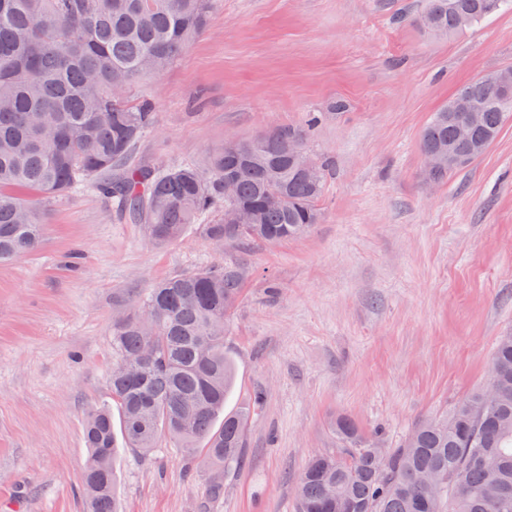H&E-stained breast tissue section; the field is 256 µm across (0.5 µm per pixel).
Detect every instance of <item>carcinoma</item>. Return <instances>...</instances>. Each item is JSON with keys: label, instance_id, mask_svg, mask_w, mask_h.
Wrapping results in <instances>:
<instances>
[{"label": "carcinoma", "instance_id": "obj_1", "mask_svg": "<svg viewBox=\"0 0 512 512\" xmlns=\"http://www.w3.org/2000/svg\"><path fill=\"white\" fill-rule=\"evenodd\" d=\"M212 0H0V264L34 252L44 234L24 187L43 203L92 183L120 215L141 224L158 245L195 226L209 242L277 244L320 223L328 164L300 168L291 147L305 146L322 114L306 126L280 127L249 141L231 140L205 165L128 166L156 123L151 103L113 96L144 74L166 69L206 27ZM512 0H429L418 25L435 36L466 30ZM480 109L470 140L459 138V99ZM512 118L485 76L434 114L422 152L446 147L466 162L426 170L439 182L470 166ZM237 187L224 197V178ZM277 193L282 204L266 205ZM245 207L250 224L224 215ZM241 294L239 271L208 267L165 280L138 297L112 325V403L92 409L84 439L86 512H118L115 463L124 449L151 455L162 438L203 445L208 464L230 472L245 447L258 401L231 413L224 403L236 364L224 330ZM495 395L481 389L451 416L417 424L402 447L336 419L343 447L313 457L296 487L297 512H512V335L499 337L489 366ZM120 414V430L112 408Z\"/></svg>", "mask_w": 512, "mask_h": 512}]
</instances>
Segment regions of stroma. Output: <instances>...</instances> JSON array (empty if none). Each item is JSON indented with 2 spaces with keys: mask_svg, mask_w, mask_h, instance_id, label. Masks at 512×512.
<instances>
[{
  "mask_svg": "<svg viewBox=\"0 0 512 512\" xmlns=\"http://www.w3.org/2000/svg\"><path fill=\"white\" fill-rule=\"evenodd\" d=\"M426 0H215L208 27L141 76L155 127L132 162L205 164L230 139L324 118L323 221L280 244L155 245L89 185L48 207L34 253L0 266V512H85L88 411L109 402L112 322L158 282L232 264L224 409L263 394L242 463L211 493L202 452L171 439L116 461L120 512H296L336 416L401 446L482 389L512 332V120L471 166L429 181L419 139L464 85L512 68V10L449 37Z\"/></svg>",
  "mask_w": 512,
  "mask_h": 512,
  "instance_id": "stroma-1",
  "label": "stroma"
}]
</instances>
